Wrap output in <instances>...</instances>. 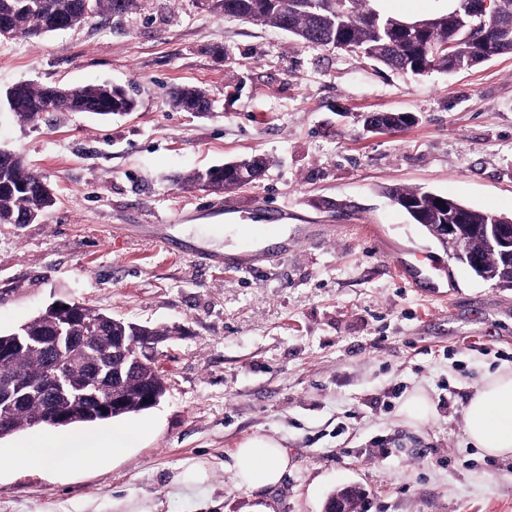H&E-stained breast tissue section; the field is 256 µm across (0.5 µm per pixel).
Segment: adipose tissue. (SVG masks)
Here are the masks:
<instances>
[{"instance_id":"1","label":"adipose tissue","mask_w":512,"mask_h":512,"mask_svg":"<svg viewBox=\"0 0 512 512\" xmlns=\"http://www.w3.org/2000/svg\"><path fill=\"white\" fill-rule=\"evenodd\" d=\"M466 435L473 446L490 457L512 455V371L488 379L469 398L465 409ZM149 427L115 425L97 433L70 434L51 442H37L0 456L4 468L60 471L99 464L107 455H119L148 437ZM288 468V453L272 437L254 435L237 447L231 469L237 488L256 490L279 485Z\"/></svg>"}]
</instances>
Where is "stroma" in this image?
I'll return each mask as SVG.
<instances>
[{
    "label": "stroma",
    "mask_w": 512,
    "mask_h": 512,
    "mask_svg": "<svg viewBox=\"0 0 512 512\" xmlns=\"http://www.w3.org/2000/svg\"><path fill=\"white\" fill-rule=\"evenodd\" d=\"M21 82L121 86L135 108L23 125L6 101ZM176 85L205 88L216 110L172 108ZM382 112L416 121L367 131ZM1 148L57 201L42 220L0 225V331L76 301L169 337L153 355L168 391L131 417L152 420V435L90 470L1 471L0 512H122L130 500L184 512L170 481L199 461L201 512H324L347 484L364 492L359 512H512V457L482 456L464 422L484 380L512 369V288L452 262L388 195L429 190L512 215V54L411 75L206 0H140L76 30L0 39ZM255 154L268 166L240 188L180 183ZM271 222L273 235L238 233ZM195 249L285 256L242 271ZM416 389L434 414L415 426L399 409ZM256 433L290 459L271 490L236 488L229 469Z\"/></svg>",
    "instance_id": "35a3bbf8"
}]
</instances>
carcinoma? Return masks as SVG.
<instances>
[{"mask_svg":"<svg viewBox=\"0 0 512 512\" xmlns=\"http://www.w3.org/2000/svg\"><path fill=\"white\" fill-rule=\"evenodd\" d=\"M222 13L283 30L306 44L345 50L361 60L381 63L389 68L422 74L440 69L457 72L474 68L492 58L512 53V0L483 17L481 29L471 28L473 0H453L448 12L429 18L408 20L382 14L373 0H338L333 7L327 0H221ZM136 4L127 0H0V23L18 26L23 35H39L72 29L99 11L128 14ZM61 91L56 86L28 84L17 96L12 113L23 124H36L46 112V101ZM204 89L184 85L174 89L172 107L184 112L199 109ZM69 112H96L112 115V99L106 86L88 85L69 98ZM384 130L403 127L408 116L401 113L378 114L371 118ZM393 202L403 208L415 224H444L448 214L459 215L465 224H507L509 219L488 211L474 210L456 200L431 191L393 189ZM56 204L50 187L41 184L37 173L22 161L0 153V224H22L28 216L42 219ZM100 323L109 336H146L157 342L164 332L101 313L81 305L76 309L40 314L14 330L0 332V350L15 344V336L27 330L34 336H49L59 325L70 336L83 335L82 328ZM82 362H100L118 367L112 355L94 342L71 345ZM47 353L29 348L17 360L0 356V381L15 380L22 369L38 371L45 367ZM125 390L134 395L141 387L157 398L167 392V381L149 360L132 376H123ZM47 413L38 399L16 408L13 417L0 424V439L28 429L29 422Z\"/></svg>","mask_w":512,"mask_h":512,"instance_id":"1","label":"carcinoma"}]
</instances>
